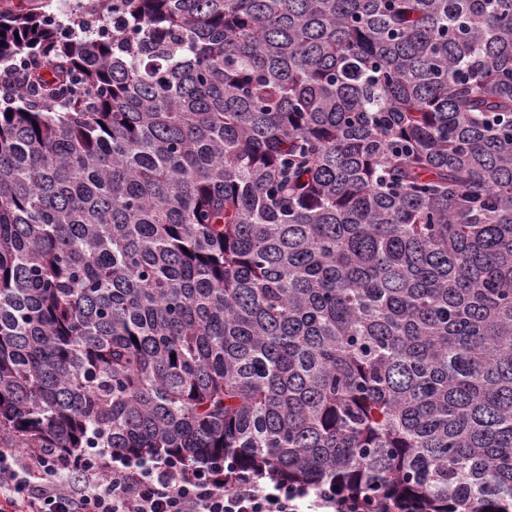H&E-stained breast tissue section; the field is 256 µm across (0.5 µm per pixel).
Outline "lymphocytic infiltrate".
Masks as SVG:
<instances>
[{
  "mask_svg": "<svg viewBox=\"0 0 512 512\" xmlns=\"http://www.w3.org/2000/svg\"><path fill=\"white\" fill-rule=\"evenodd\" d=\"M0 512H394L383 503L334 487H302L239 472L225 479L221 465L193 469L161 457L128 459L118 448L87 449L77 469L60 457L0 448Z\"/></svg>",
  "mask_w": 512,
  "mask_h": 512,
  "instance_id": "lymphocytic-infiltrate-1",
  "label": "lymphocytic infiltrate"
}]
</instances>
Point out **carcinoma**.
Segmentation results:
<instances>
[{"mask_svg": "<svg viewBox=\"0 0 512 512\" xmlns=\"http://www.w3.org/2000/svg\"><path fill=\"white\" fill-rule=\"evenodd\" d=\"M90 2L0 13V448L512 512V0Z\"/></svg>", "mask_w": 512, "mask_h": 512, "instance_id": "obj_1", "label": "carcinoma"}]
</instances>
